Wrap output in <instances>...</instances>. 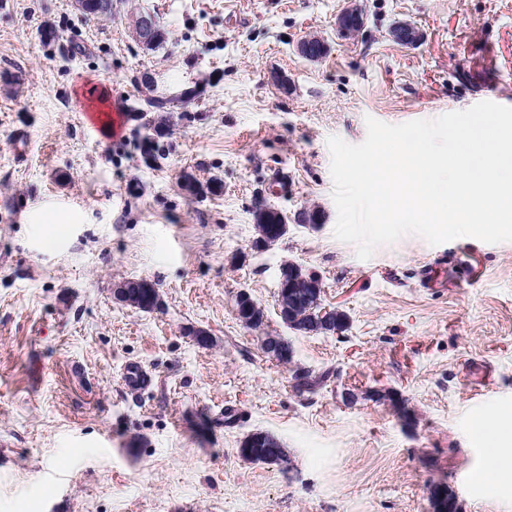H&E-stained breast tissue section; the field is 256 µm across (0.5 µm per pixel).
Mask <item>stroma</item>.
Listing matches in <instances>:
<instances>
[{"label": "stroma", "instance_id": "stroma-1", "mask_svg": "<svg viewBox=\"0 0 512 512\" xmlns=\"http://www.w3.org/2000/svg\"><path fill=\"white\" fill-rule=\"evenodd\" d=\"M358 2L344 39L349 0H0V512H432V481L461 512H512V437L501 478L470 481L490 457L475 424L512 425V242L409 234L357 258L333 236L327 145L362 143L369 116L512 107V0ZM140 14L165 33L148 50ZM397 21L420 41H394ZM309 35L319 60L296 51ZM261 203L288 233L258 251ZM286 263L321 279L344 333L281 322ZM134 279L158 309L114 299ZM128 362L155 378L136 397ZM299 369L333 375L301 395ZM256 431L285 463L240 456ZM364 26V17L361 8L353 4L343 10L336 18V30L341 37L350 38L356 35L355 28Z\"/></svg>", "mask_w": 512, "mask_h": 512}]
</instances>
